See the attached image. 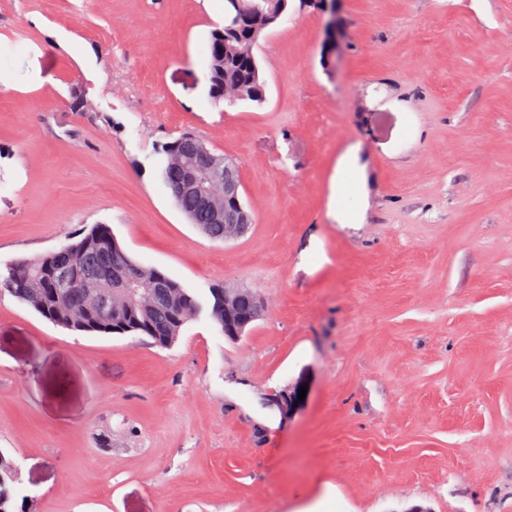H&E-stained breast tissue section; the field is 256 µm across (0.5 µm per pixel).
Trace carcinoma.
<instances>
[{"label": "carcinoma", "mask_w": 512, "mask_h": 512, "mask_svg": "<svg viewBox=\"0 0 512 512\" xmlns=\"http://www.w3.org/2000/svg\"><path fill=\"white\" fill-rule=\"evenodd\" d=\"M261 12L244 18L231 35L224 27L211 32L206 46L209 61L210 94L214 102L224 101V87L236 85L241 100L261 104L266 100L263 80L254 48L261 34L275 25L280 11L288 10V0H261ZM199 143L191 131H185L162 146L164 163L161 178L165 185L180 182L185 173L182 165L170 163L177 154L187 161L193 145ZM179 210L204 233L218 234L220 227L212 223L208 205L193 195L174 199ZM60 262L75 280L70 288L57 287L46 257L18 259L0 273V293L7 292L20 303L33 309L47 321L65 329L100 335L145 336L160 348L173 346L183 328L199 313L195 297L177 280L162 270L136 263L123 249L112 228L96 224L65 243ZM135 267L139 281L134 291L126 293L106 288L110 309L101 311L80 284L92 279L98 268ZM19 482L13 461L0 453V512H12V489Z\"/></svg>", "instance_id": "1"}]
</instances>
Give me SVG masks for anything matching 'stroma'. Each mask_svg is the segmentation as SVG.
Segmentation results:
<instances>
[{"mask_svg": "<svg viewBox=\"0 0 512 512\" xmlns=\"http://www.w3.org/2000/svg\"><path fill=\"white\" fill-rule=\"evenodd\" d=\"M259 41L263 104H214L224 0H0V270L95 224L209 303L170 348L0 295L14 512H512V0H342ZM80 90L89 107L70 109ZM238 161L224 243L174 206L161 147ZM365 166L338 223L337 161ZM306 388L289 416L274 394ZM211 293L212 291H222L224 293V304L221 302L218 304L217 311H222L224 309V312L222 314L220 313H214L212 310L210 312V317L212 321H214L220 328V331L222 334H225L226 338L231 340H238L241 336L244 335L246 329L250 324L254 322L256 318L261 313V308L258 303H256L257 307L255 309V314L253 316H248L246 319L242 320L238 327L232 326V328L228 331V315L231 312V310L235 307L238 299L244 295L248 294L252 297H254L256 300H259V297L254 294L250 289L243 288V287H228L226 285L223 286H212L210 287ZM261 302V301H260Z\"/></svg>", "mask_w": 512, "mask_h": 512, "instance_id": "stroma-1", "label": "stroma"}]
</instances>
